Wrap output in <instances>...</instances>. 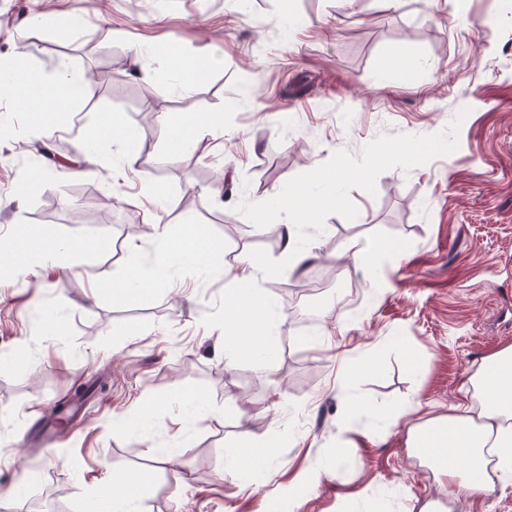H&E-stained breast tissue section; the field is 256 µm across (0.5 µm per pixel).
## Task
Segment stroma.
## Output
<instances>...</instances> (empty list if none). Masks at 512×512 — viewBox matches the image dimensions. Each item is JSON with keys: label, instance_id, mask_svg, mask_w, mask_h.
Here are the masks:
<instances>
[{"label": "stroma", "instance_id": "obj_1", "mask_svg": "<svg viewBox=\"0 0 512 512\" xmlns=\"http://www.w3.org/2000/svg\"><path fill=\"white\" fill-rule=\"evenodd\" d=\"M21 42L45 77L87 80L43 130L0 102V244L27 229L111 246L61 254V274L35 253L0 271V512L34 495L86 512L117 469L150 473L143 512H422L435 497L512 512V479L444 490L406 445L512 344V0H0V57ZM172 45L221 61L191 90L148 88L135 48L162 76ZM196 110L222 128L172 155L168 120ZM110 111L138 134L130 168L56 172ZM338 166L346 180L314 192L308 219L271 203ZM145 180L175 201L168 242L199 228L214 251L203 271L174 254L116 302L113 281L156 253L133 202ZM293 223L318 258L292 273ZM245 255L279 274L283 314L319 299L310 333L275 322L260 364L227 348L242 334L225 271ZM244 434L270 455L230 469Z\"/></svg>", "mask_w": 512, "mask_h": 512}]
</instances>
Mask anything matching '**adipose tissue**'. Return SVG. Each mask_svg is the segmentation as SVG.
<instances>
[{
    "label": "adipose tissue",
    "instance_id": "1",
    "mask_svg": "<svg viewBox=\"0 0 512 512\" xmlns=\"http://www.w3.org/2000/svg\"><path fill=\"white\" fill-rule=\"evenodd\" d=\"M26 45L15 50L17 63L0 73V101L12 103L16 111L27 112L32 101H40L45 112L78 97L82 82L70 72L46 79L24 64ZM132 137L117 114L105 113L97 124L91 144L82 145L76 160V175L85 176L107 161H128ZM259 268L254 259L241 260L234 270V286L225 302L238 327L247 335L236 351L254 354L258 339L267 333V319L275 309L262 294L258 283ZM409 448L424 449V461L431 465L438 481L453 483L474 492L487 489L488 477L474 479L471 473H458L447 465L449 455H460L492 467L498 479L512 476V345L483 359L471 376L464 404L448 413L428 418L407 432Z\"/></svg>",
    "mask_w": 512,
    "mask_h": 512
}]
</instances>
